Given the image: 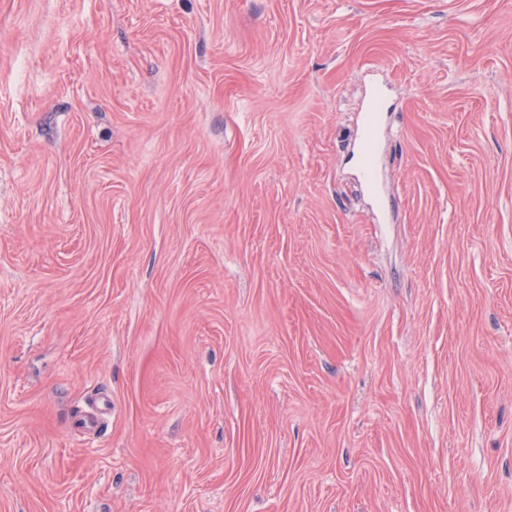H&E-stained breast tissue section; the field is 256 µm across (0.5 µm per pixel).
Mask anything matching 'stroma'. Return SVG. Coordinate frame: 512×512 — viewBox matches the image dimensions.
I'll list each match as a JSON object with an SVG mask.
<instances>
[{
	"label": "stroma",
	"instance_id": "stroma-1",
	"mask_svg": "<svg viewBox=\"0 0 512 512\" xmlns=\"http://www.w3.org/2000/svg\"><path fill=\"white\" fill-rule=\"evenodd\" d=\"M0 512H512V0H0ZM380 111V92L375 91L369 101L368 116L369 125L363 142V158L367 171L369 172L370 159L373 154V143L375 138V117Z\"/></svg>",
	"mask_w": 512,
	"mask_h": 512
}]
</instances>
